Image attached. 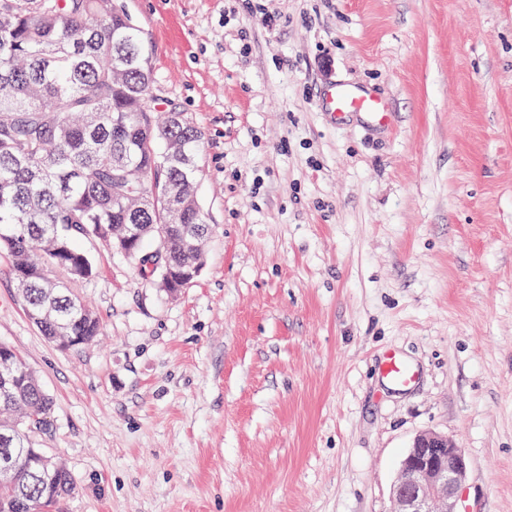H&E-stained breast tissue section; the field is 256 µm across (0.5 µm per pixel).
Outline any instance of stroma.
<instances>
[{
    "instance_id": "stroma-1",
    "label": "stroma",
    "mask_w": 512,
    "mask_h": 512,
    "mask_svg": "<svg viewBox=\"0 0 512 512\" xmlns=\"http://www.w3.org/2000/svg\"><path fill=\"white\" fill-rule=\"evenodd\" d=\"M120 2L204 135L212 234L175 297L82 241L103 333L75 349L0 252V344L54 402L32 445L76 482L58 512H394L426 432L468 456L458 512H512V0ZM342 84L389 123L331 120ZM380 373L391 387L399 391L409 390L418 380L417 369L402 356L392 352L383 355Z\"/></svg>"
}]
</instances>
